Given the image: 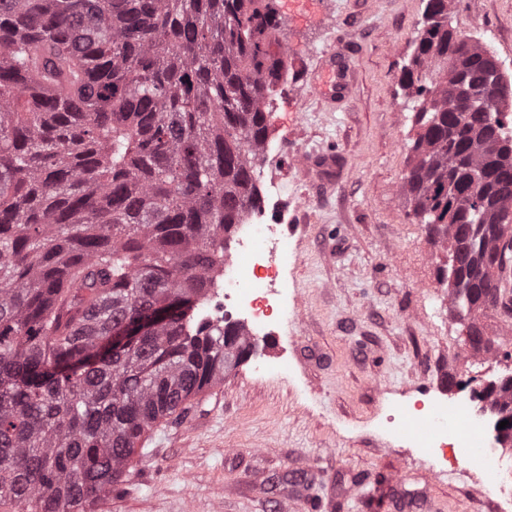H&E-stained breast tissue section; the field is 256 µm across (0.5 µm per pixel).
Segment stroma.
Wrapping results in <instances>:
<instances>
[{"mask_svg": "<svg viewBox=\"0 0 512 512\" xmlns=\"http://www.w3.org/2000/svg\"><path fill=\"white\" fill-rule=\"evenodd\" d=\"M426 0H313L281 13L291 74L270 101L261 184L281 186V229L297 256L283 285L298 319L259 343L188 417L140 441V462L97 512H493L488 472L437 467L390 431L401 401L455 398L449 379L486 385L512 352V316L474 356L439 281L444 248L407 218L402 190L415 131L401 68ZM457 31L486 44L512 78V0H449ZM344 50L348 98L328 96V56ZM280 377L256 374V360Z\"/></svg>", "mask_w": 512, "mask_h": 512, "instance_id": "1", "label": "stroma"}]
</instances>
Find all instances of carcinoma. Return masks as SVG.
Wrapping results in <instances>:
<instances>
[{
    "label": "carcinoma",
    "mask_w": 512,
    "mask_h": 512,
    "mask_svg": "<svg viewBox=\"0 0 512 512\" xmlns=\"http://www.w3.org/2000/svg\"><path fill=\"white\" fill-rule=\"evenodd\" d=\"M276 0H0V505L95 512L145 432L250 358L192 323L232 229L259 207L266 101L288 82ZM489 51L427 0L400 83L418 101L408 218L448 243L441 282L473 329L507 315L508 95ZM454 72L452 80L429 74ZM159 308L148 335L112 330ZM489 398L512 441V376Z\"/></svg>",
    "instance_id": "cac0c4a2"
}]
</instances>
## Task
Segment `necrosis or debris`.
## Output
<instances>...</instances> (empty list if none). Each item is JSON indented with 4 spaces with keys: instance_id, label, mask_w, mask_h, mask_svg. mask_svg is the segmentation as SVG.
Returning a JSON list of instances; mask_svg holds the SVG:
<instances>
[{
    "instance_id": "4bbe7bcc",
    "label": "necrosis or debris",
    "mask_w": 512,
    "mask_h": 512,
    "mask_svg": "<svg viewBox=\"0 0 512 512\" xmlns=\"http://www.w3.org/2000/svg\"><path fill=\"white\" fill-rule=\"evenodd\" d=\"M279 196L278 188L269 186L266 206L248 212L239 224L238 256L225 263L202 301V320L220 324L229 313L245 325L251 338L260 339L292 316L287 289L276 285L280 271L297 260L272 221Z\"/></svg>"
}]
</instances>
